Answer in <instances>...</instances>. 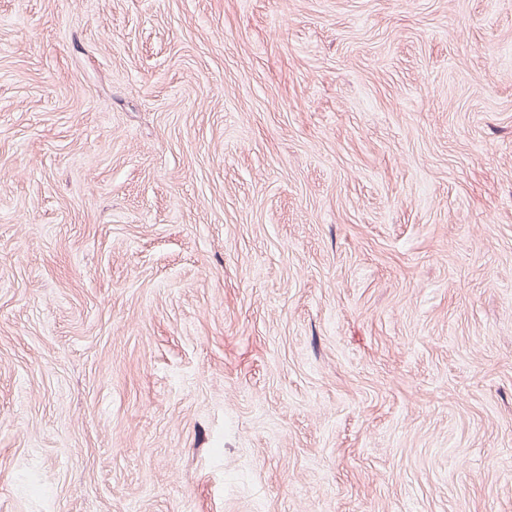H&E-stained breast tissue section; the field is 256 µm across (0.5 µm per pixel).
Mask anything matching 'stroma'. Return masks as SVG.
Wrapping results in <instances>:
<instances>
[{
    "instance_id": "35a3bbf8",
    "label": "stroma",
    "mask_w": 512,
    "mask_h": 512,
    "mask_svg": "<svg viewBox=\"0 0 512 512\" xmlns=\"http://www.w3.org/2000/svg\"><path fill=\"white\" fill-rule=\"evenodd\" d=\"M0 512H512V0H0Z\"/></svg>"
}]
</instances>
